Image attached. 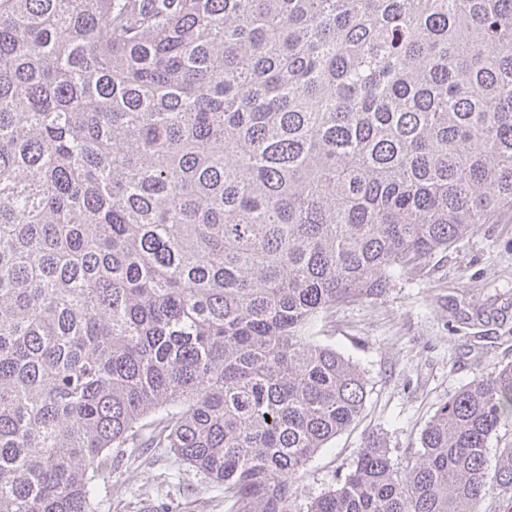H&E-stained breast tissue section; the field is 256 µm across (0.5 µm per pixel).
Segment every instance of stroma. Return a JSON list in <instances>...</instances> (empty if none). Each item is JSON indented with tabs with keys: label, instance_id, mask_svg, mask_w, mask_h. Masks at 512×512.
I'll return each instance as SVG.
<instances>
[{
	"label": "stroma",
	"instance_id": "1",
	"mask_svg": "<svg viewBox=\"0 0 512 512\" xmlns=\"http://www.w3.org/2000/svg\"><path fill=\"white\" fill-rule=\"evenodd\" d=\"M309 334L357 364L368 395L357 424L296 476L290 512L335 487L369 438L400 461L448 398L512 364V210L394 274L382 296L319 316ZM102 485L97 512H228L223 492L166 448L119 458Z\"/></svg>",
	"mask_w": 512,
	"mask_h": 512
}]
</instances>
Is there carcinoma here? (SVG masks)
Listing matches in <instances>:
<instances>
[{
  "label": "carcinoma",
  "mask_w": 512,
  "mask_h": 512,
  "mask_svg": "<svg viewBox=\"0 0 512 512\" xmlns=\"http://www.w3.org/2000/svg\"><path fill=\"white\" fill-rule=\"evenodd\" d=\"M512 207V0H0V512H96L168 448L231 512L360 417L306 336ZM512 365L308 512L512 493ZM512 444V419L502 424L487 442L488 467L493 469L496 463L498 448Z\"/></svg>",
  "instance_id": "cac0c4a2"
}]
</instances>
